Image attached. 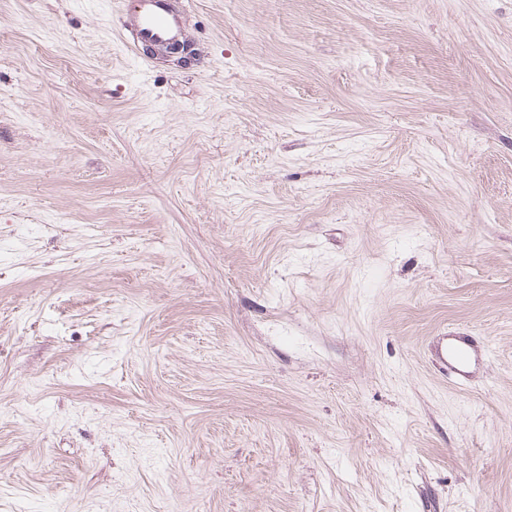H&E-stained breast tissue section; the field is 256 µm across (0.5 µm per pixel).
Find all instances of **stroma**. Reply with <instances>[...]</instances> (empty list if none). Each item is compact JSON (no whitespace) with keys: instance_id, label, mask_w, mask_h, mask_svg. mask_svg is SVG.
I'll return each mask as SVG.
<instances>
[{"instance_id":"1","label":"stroma","mask_w":512,"mask_h":512,"mask_svg":"<svg viewBox=\"0 0 512 512\" xmlns=\"http://www.w3.org/2000/svg\"><path fill=\"white\" fill-rule=\"evenodd\" d=\"M187 4L0 0V512H512V0ZM131 7L123 0L127 24L119 31V38L135 59L145 66L149 60L143 47L146 44L163 45L182 41L186 8L177 0H133ZM438 366L444 376H452L459 382L471 377V369L476 364V355L471 336L454 333L443 336L435 351Z\"/></svg>"}]
</instances>
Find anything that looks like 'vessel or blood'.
I'll use <instances>...</instances> for the list:
<instances>
[{"label":"vessel or blood","instance_id":"b4317fda","mask_svg":"<svg viewBox=\"0 0 512 512\" xmlns=\"http://www.w3.org/2000/svg\"><path fill=\"white\" fill-rule=\"evenodd\" d=\"M127 23L119 33L126 49L138 61H145V45H163L182 40L186 8L182 0H134L126 10ZM438 366L444 375L457 381L469 380L476 363L469 336L456 333L443 337L435 351Z\"/></svg>","mask_w":512,"mask_h":512}]
</instances>
